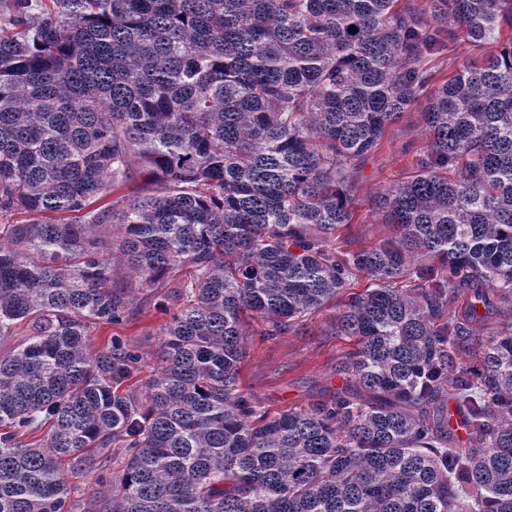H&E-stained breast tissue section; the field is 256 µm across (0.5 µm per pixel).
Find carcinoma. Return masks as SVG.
Instances as JSON below:
<instances>
[{"instance_id":"1","label":"carcinoma","mask_w":512,"mask_h":512,"mask_svg":"<svg viewBox=\"0 0 512 512\" xmlns=\"http://www.w3.org/2000/svg\"><path fill=\"white\" fill-rule=\"evenodd\" d=\"M506 26L512 0H0V512H512ZM459 31L491 50L441 82ZM423 94L426 152L374 198L395 234L339 245ZM143 172L162 194L107 201ZM124 266L173 307L136 394L142 355L87 343L130 318ZM329 305L344 389L263 410L245 320ZM114 454L71 502L62 462Z\"/></svg>"}]
</instances>
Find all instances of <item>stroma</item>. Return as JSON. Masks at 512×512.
I'll return each instance as SVG.
<instances>
[{
    "label": "stroma",
    "instance_id": "stroma-1",
    "mask_svg": "<svg viewBox=\"0 0 512 512\" xmlns=\"http://www.w3.org/2000/svg\"><path fill=\"white\" fill-rule=\"evenodd\" d=\"M426 146L421 108L415 105L386 129L376 150L357 172L359 190L353 228L364 241L373 242L393 234V227L373 211L372 198L383 188L412 175ZM123 284L132 290V320L93 329L90 347L99 349L108 337L117 336L140 352L145 364L131 379L132 385L140 386L158 366L168 316L158 309L160 297L152 289L140 287L137 280L128 277ZM333 315L330 308L312 313L299 330L272 340L263 339L260 321H248L250 350L242 364L240 382L265 410L276 413L303 409L316 400L335 395L341 388L343 379L337 375L336 365L353 351L354 344L348 337L333 334Z\"/></svg>",
    "mask_w": 512,
    "mask_h": 512
}]
</instances>
